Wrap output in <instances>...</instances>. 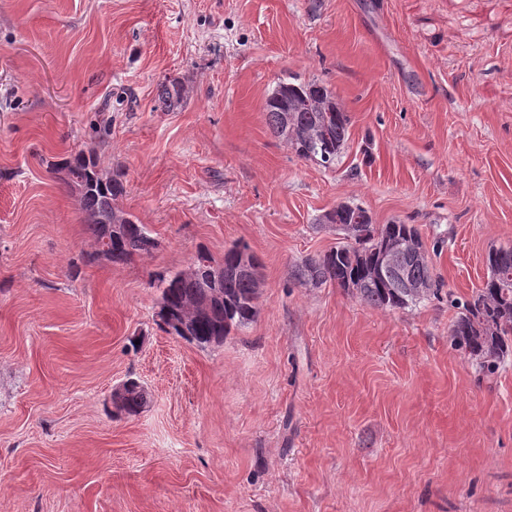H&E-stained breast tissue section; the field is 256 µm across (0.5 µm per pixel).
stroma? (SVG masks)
I'll return each mask as SVG.
<instances>
[{
    "label": "stroma",
    "instance_id": "1",
    "mask_svg": "<svg viewBox=\"0 0 512 512\" xmlns=\"http://www.w3.org/2000/svg\"><path fill=\"white\" fill-rule=\"evenodd\" d=\"M293 79L349 115L334 167L266 126ZM78 150L157 250L95 258L56 168ZM341 202L416 225L439 296L296 284ZM235 242L257 320L207 348L159 330L160 276ZM500 246L512 0H0V512H512V356L482 371L450 336ZM149 402V392L136 379H128L120 397V404L116 408L128 416L140 414Z\"/></svg>",
    "mask_w": 512,
    "mask_h": 512
}]
</instances>
